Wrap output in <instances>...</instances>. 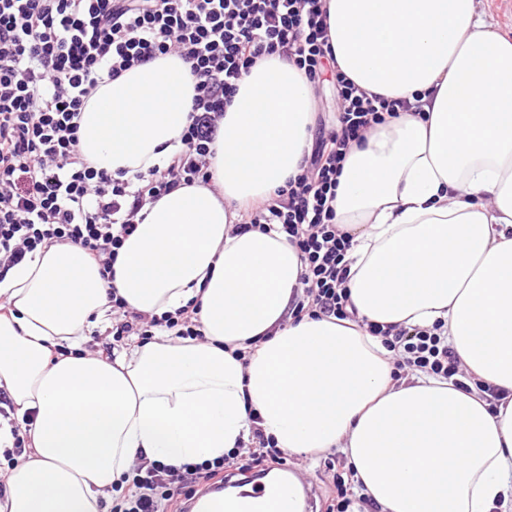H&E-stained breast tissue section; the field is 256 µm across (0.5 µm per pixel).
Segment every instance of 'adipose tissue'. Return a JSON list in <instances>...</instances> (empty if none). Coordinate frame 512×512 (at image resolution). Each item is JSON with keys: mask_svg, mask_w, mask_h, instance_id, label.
<instances>
[{"mask_svg": "<svg viewBox=\"0 0 512 512\" xmlns=\"http://www.w3.org/2000/svg\"><path fill=\"white\" fill-rule=\"evenodd\" d=\"M325 7L338 68L410 105L353 149L336 189V221L355 242V320L292 322L297 249L274 229H235V205L272 202L313 144L304 71L259 61L224 111L212 185L145 205L112 282L71 245L0 281V384L33 448L10 470L0 512H108L137 457L178 468L224 456L248 441L255 415L283 451H342L380 512L512 502V38L477 0ZM195 85L175 54L99 84L81 110L83 150L129 177L165 167ZM112 286L156 316L197 304L202 339L160 331L112 360L82 352L87 332L112 326ZM438 321L500 400L426 376L394 381L366 330Z\"/></svg>", "mask_w": 512, "mask_h": 512, "instance_id": "ef3b65f1", "label": "adipose tissue"}]
</instances>
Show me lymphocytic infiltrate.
Returning a JSON list of instances; mask_svg holds the SVG:
<instances>
[{
  "label": "lymphocytic infiltrate",
  "instance_id": "f902f5d3",
  "mask_svg": "<svg viewBox=\"0 0 512 512\" xmlns=\"http://www.w3.org/2000/svg\"><path fill=\"white\" fill-rule=\"evenodd\" d=\"M179 55L196 77L183 151L163 169L129 178L93 166L80 147L84 103L100 83L133 66ZM292 61L312 83L336 62L328 43L323 0H0V281L34 253L58 244L84 250L112 280L118 252L143 207L182 185L210 183L209 157L226 106L242 73L259 59ZM339 112L320 127L300 174L278 189L275 203L246 211L236 229L277 225L303 265L292 303L294 320H352L347 282L352 235L336 222L338 179L352 145L405 103L361 90L336 72ZM112 339H142L161 329L201 338L197 306L149 317L130 310L110 289ZM392 352L396 370L449 381L459 390L491 394L465 372L443 334L429 327L368 324ZM282 451L261 427L247 447L174 469L132 465L111 512H184L202 481L226 465L248 472Z\"/></svg>",
  "mask_w": 512,
  "mask_h": 512
}]
</instances>
